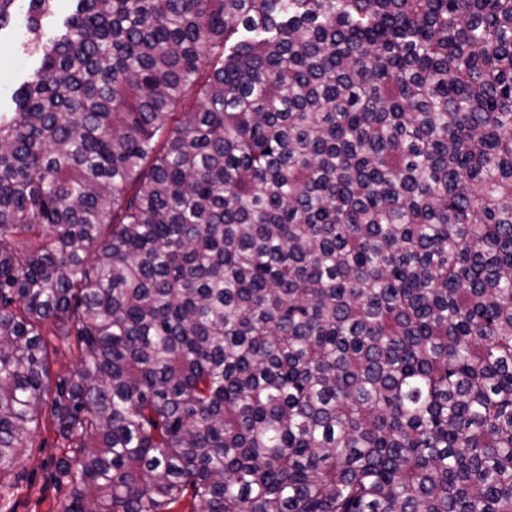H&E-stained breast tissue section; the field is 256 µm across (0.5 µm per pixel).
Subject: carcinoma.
Returning a JSON list of instances; mask_svg holds the SVG:
<instances>
[{
	"label": "carcinoma",
	"instance_id": "cac0c4a2",
	"mask_svg": "<svg viewBox=\"0 0 512 512\" xmlns=\"http://www.w3.org/2000/svg\"><path fill=\"white\" fill-rule=\"evenodd\" d=\"M72 2L0 112V501L44 423L62 512H512V0Z\"/></svg>",
	"mask_w": 512,
	"mask_h": 512
}]
</instances>
